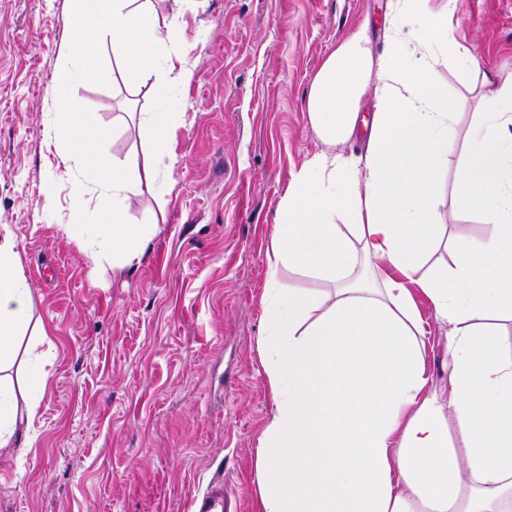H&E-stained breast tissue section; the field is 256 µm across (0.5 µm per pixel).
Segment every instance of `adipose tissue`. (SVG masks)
<instances>
[{"label":"adipose tissue","mask_w":512,"mask_h":512,"mask_svg":"<svg viewBox=\"0 0 512 512\" xmlns=\"http://www.w3.org/2000/svg\"><path fill=\"white\" fill-rule=\"evenodd\" d=\"M70 2L77 23L64 54L87 60L111 44L128 82L150 78L179 40L176 20L159 23L135 0H102L94 14L88 0ZM402 7L422 16L415 49L377 57L356 31L308 92L312 128L328 148L279 210L269 275L297 268L330 287L271 290L276 409L259 438L256 512H512V356L497 337L499 320L512 319V77L474 113L454 186L458 204L493 232L449 246L435 194L458 121L457 102L434 79L447 19L427 0ZM370 88L367 148L354 161L332 146L353 138ZM165 155L158 149L134 177L99 159L112 227L95 228L87 250L111 252L116 267L141 255L150 227L125 222L129 193ZM447 249L451 266L420 276ZM413 281L448 326L446 394L427 371ZM31 321L13 245L0 240V449L19 446V404L48 378L21 344Z\"/></svg>","instance_id":"adipose-tissue-1"}]
</instances>
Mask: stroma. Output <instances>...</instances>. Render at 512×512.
I'll return each mask as SVG.
<instances>
[{
  "label": "stroma",
  "mask_w": 512,
  "mask_h": 512,
  "mask_svg": "<svg viewBox=\"0 0 512 512\" xmlns=\"http://www.w3.org/2000/svg\"><path fill=\"white\" fill-rule=\"evenodd\" d=\"M180 38L147 82L123 81L111 46L92 63L62 55L69 0H0V237L10 238L46 336L44 394L24 448L0 450V512H189L215 474L255 512L258 439L275 404L268 372L269 260L280 203L324 145L307 112L323 61L365 28L374 54L414 45L399 0H145ZM449 52L471 57L437 211L455 242L490 225L453 198L457 160L481 96L512 73V0H459ZM77 73L53 90L65 70ZM81 113L90 154L119 166L168 154L132 195L129 224L154 230L139 261L113 267L84 247L109 215L91 164L65 162L53 127ZM150 112H173L152 126ZM425 361L449 391L447 339L430 301Z\"/></svg>",
  "instance_id": "stroma-1"
}]
</instances>
